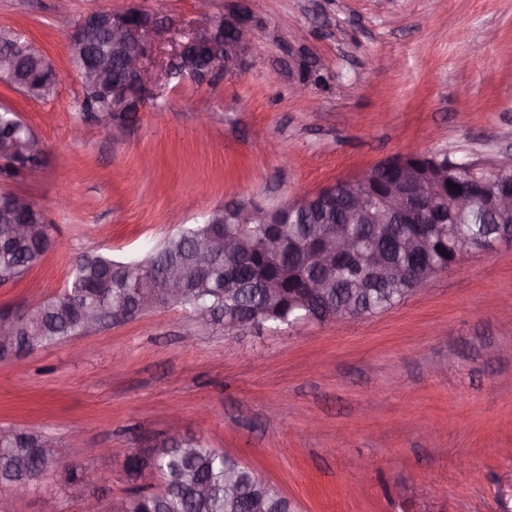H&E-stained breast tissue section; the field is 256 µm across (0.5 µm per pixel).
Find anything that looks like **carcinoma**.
<instances>
[{"instance_id": "cac0c4a2", "label": "carcinoma", "mask_w": 512, "mask_h": 512, "mask_svg": "<svg viewBox=\"0 0 512 512\" xmlns=\"http://www.w3.org/2000/svg\"><path fill=\"white\" fill-rule=\"evenodd\" d=\"M109 47L105 39L91 33L81 57L71 55L77 71L98 57H105ZM40 50L29 49L28 62L37 91L32 96L47 99L56 92L58 81L39 71ZM112 102L98 87L81 83V109L84 114L105 111ZM34 135L17 113L0 109V137L27 139ZM36 166L28 157L14 165H0L5 181L26 177V168ZM438 207L448 208L446 224H404L384 213L379 202L370 203L359 221H350L344 208L327 209L316 202L302 205L291 222L278 225L287 238L300 241H327L335 249L344 238L355 243L353 253L329 269L307 271L324 284L323 294L298 307L292 289L302 282H288L303 270L297 253L271 255L262 246L263 229L258 224H196L168 236L145 256L130 262L112 259L104 253H87L74 263L67 287L28 309L24 325L31 351L62 344L87 334L92 326L83 317L87 309L105 311L123 306L128 320L138 318L140 286L162 268L194 266L196 253L207 248L224 270V282L205 278L198 272L188 279V291L166 296L159 306L178 307L193 320L206 326L253 327L288 326L306 312L312 320L323 321L331 308L350 314H375L393 307L409 293L446 267L453 253L472 243L487 242L496 227L512 224V213L494 217L481 206L465 212L448 207L445 196L433 194ZM32 234L18 238L7 251L0 250V274L15 280L41 262L52 244L53 225L39 210L33 216ZM456 236L448 238V226ZM415 241L413 249L404 241ZM382 262L411 269L413 275L392 279L380 285L371 283L372 267ZM9 432L0 427V492L9 491V483L26 474L35 476L63 469L65 483L82 482L85 472L63 466L55 446L45 435L28 431L24 444L31 449H14L3 442ZM132 481L157 475L160 487L142 492L122 502L118 512H293L291 501L273 485L232 456L194 438L176 439L169 448H147L142 465L125 466Z\"/></svg>"}]
</instances>
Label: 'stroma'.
<instances>
[{"label": "stroma", "instance_id": "1", "mask_svg": "<svg viewBox=\"0 0 512 512\" xmlns=\"http://www.w3.org/2000/svg\"><path fill=\"white\" fill-rule=\"evenodd\" d=\"M138 6L181 30L197 0H0L59 78L0 107L42 140L43 169L4 183L41 207L54 243L0 285V310L66 287L76 257L129 262L233 198L268 205L384 158L446 155L494 172L512 159V0H212L256 23L237 71L150 79L142 111L84 119L67 35L90 11ZM292 51L322 83L297 96ZM83 125L74 138V125ZM73 207L60 206L61 198ZM0 426L35 429L90 485L48 474L0 512L120 503L127 455L166 435L239 459L298 512H512V241L465 255L392 308L292 328L210 327L177 308L0 361Z\"/></svg>", "mask_w": 512, "mask_h": 512}]
</instances>
